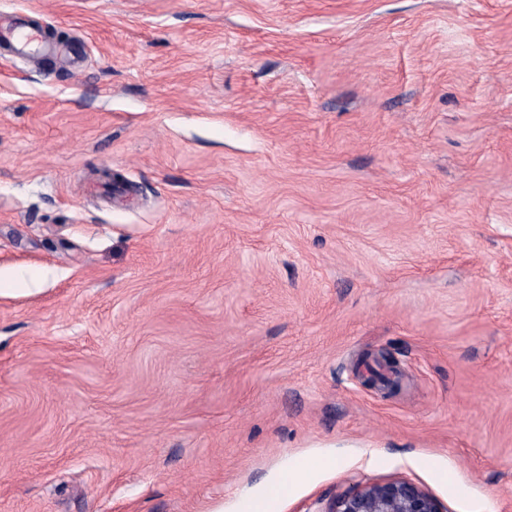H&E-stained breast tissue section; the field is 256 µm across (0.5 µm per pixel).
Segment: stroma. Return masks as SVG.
<instances>
[{
	"mask_svg": "<svg viewBox=\"0 0 512 512\" xmlns=\"http://www.w3.org/2000/svg\"><path fill=\"white\" fill-rule=\"evenodd\" d=\"M14 15L55 50L0 44V512H234L326 453L281 512H512V0ZM438 500L422 487L388 480L354 489L337 498L327 512H444Z\"/></svg>",
	"mask_w": 512,
	"mask_h": 512,
	"instance_id": "1",
	"label": "stroma"
}]
</instances>
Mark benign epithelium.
Masks as SVG:
<instances>
[{
	"label": "benign epithelium",
	"instance_id": "7a95c632",
	"mask_svg": "<svg viewBox=\"0 0 512 512\" xmlns=\"http://www.w3.org/2000/svg\"><path fill=\"white\" fill-rule=\"evenodd\" d=\"M327 512H444L422 487L388 480L357 488L337 498Z\"/></svg>",
	"mask_w": 512,
	"mask_h": 512
}]
</instances>
